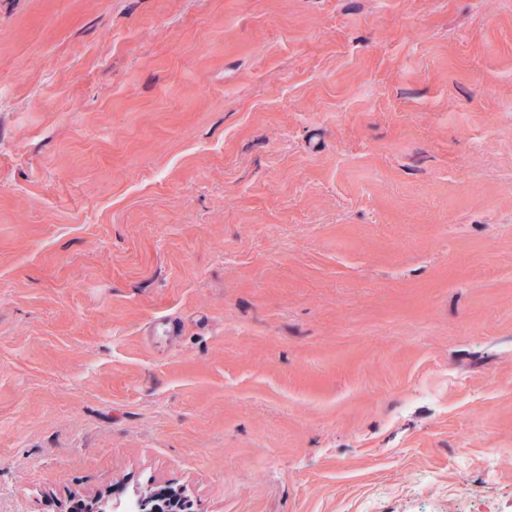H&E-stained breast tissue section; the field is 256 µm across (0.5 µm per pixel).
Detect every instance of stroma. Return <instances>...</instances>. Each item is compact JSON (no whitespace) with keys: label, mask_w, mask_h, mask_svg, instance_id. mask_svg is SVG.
<instances>
[{"label":"stroma","mask_w":512,"mask_h":512,"mask_svg":"<svg viewBox=\"0 0 512 512\" xmlns=\"http://www.w3.org/2000/svg\"><path fill=\"white\" fill-rule=\"evenodd\" d=\"M0 512H512V0H0Z\"/></svg>","instance_id":"stroma-1"}]
</instances>
